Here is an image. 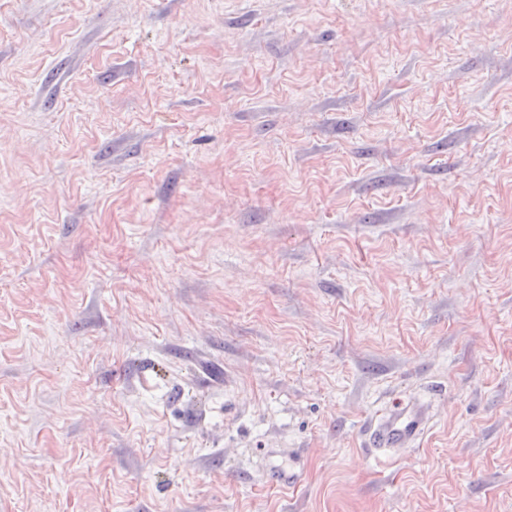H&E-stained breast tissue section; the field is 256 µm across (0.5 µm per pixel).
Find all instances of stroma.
I'll return each instance as SVG.
<instances>
[{
	"label": "stroma",
	"mask_w": 512,
	"mask_h": 512,
	"mask_svg": "<svg viewBox=\"0 0 512 512\" xmlns=\"http://www.w3.org/2000/svg\"><path fill=\"white\" fill-rule=\"evenodd\" d=\"M0 512H512V0H0ZM425 425L422 413L411 411L406 405H393L378 423L370 427L369 445L375 451L396 448L419 437Z\"/></svg>",
	"instance_id": "stroma-1"
}]
</instances>
